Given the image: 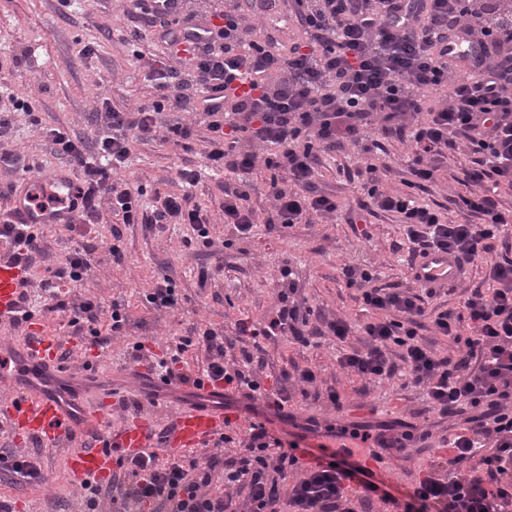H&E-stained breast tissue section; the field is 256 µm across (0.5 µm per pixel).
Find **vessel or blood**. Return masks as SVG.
<instances>
[{"instance_id":"1","label":"vessel or blood","mask_w":512,"mask_h":512,"mask_svg":"<svg viewBox=\"0 0 512 512\" xmlns=\"http://www.w3.org/2000/svg\"><path fill=\"white\" fill-rule=\"evenodd\" d=\"M32 188V183L27 182L15 193L12 206L17 217L28 224L70 222V208L29 206ZM410 266L417 283L451 284L462 278L465 262L455 254L432 250L414 256ZM24 277L21 264L0 256V325L18 316ZM59 351L58 340L46 335L30 337L20 347L6 340L0 342V387L9 392L0 414L15 433L38 435L51 447L69 441L78 432L103 426L107 430L106 446L82 449L70 462L77 479H99L111 471L113 454L132 455L146 447L149 424L134 419L116 429L112 426L111 406L88 412L84 401L87 386L63 369ZM197 394V399L176 412L170 440L181 451L224 430L223 384L204 383Z\"/></svg>"}]
</instances>
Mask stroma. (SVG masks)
<instances>
[{"mask_svg": "<svg viewBox=\"0 0 512 512\" xmlns=\"http://www.w3.org/2000/svg\"><path fill=\"white\" fill-rule=\"evenodd\" d=\"M132 0H0V85L32 100L33 112L15 116L11 146L24 165L11 173L0 172V207L10 205L13 192L24 180L38 179L43 171L62 168L63 162L51 153L47 129L59 127L94 143L106 134L96 112L103 107L124 109L153 100L155 91L148 78L153 63L165 62L172 86L188 81V70L178 59L169 57L151 27H143L139 38L130 31L138 22ZM162 125L191 123L197 134L190 149L170 142L147 141L136 144L128 165L119 171L120 179L141 190L144 202L165 194H191L209 220L211 245H203L187 224H118L110 209H103L94 232L79 235L58 224L48 229L43 247L32 270V294H39L42 281L52 279L56 268L78 242L93 248L92 269L80 285L65 288L64 299L74 305L92 298L102 306L100 321H107L113 304L123 305L129 321L123 331L109 336L104 347L90 348L85 337L72 335L64 313L35 311L20 327L0 326V337L23 344L26 337L44 333L58 337L67 353L62 366L76 375L87 376L92 391L86 399L95 409L100 394L117 390L126 399L138 401V408L114 407L113 426L127 420L151 419L153 430L173 422V415L184 398L183 389L170 393L164 404H154L143 391L130 384L134 366L131 360L135 343L145 346L146 354L160 353L169 341L186 335L193 326H208L235 338L238 320L261 322L278 306L280 271L290 268L297 289L293 295L302 306L327 317H342L352 323L365 321L359 293L347 287L341 275L343 265L374 266L380 285L411 284L405 258L403 230L397 218L374 211L366 225L351 224L348 213H360L365 198L355 178L360 167V149L347 145L326 158L317 177L319 189L336 196L341 210L329 217H313L309 223L269 224L271 210L267 197L268 174L256 170L250 177L251 204L260 217L250 235L239 237L224 222L223 172L206 169L202 157L207 130L194 112L165 113ZM376 154L390 172L386 189L398 190L410 176L412 154L408 145L380 140ZM473 157L461 150L448 156V166L437 185L419 194L420 199L441 212L453 224L468 216L456 202L469 191L460 180ZM201 172L194 186L179 178L180 169ZM120 240H113V231ZM118 245L122 261H114L111 245ZM208 279H201V269ZM169 275L181 302L177 309L158 312L145 300V293L161 275ZM258 371L262 387L270 389L282 370L311 368L315 383H294L290 388L289 412L298 419L315 418L320 425L351 422H376L399 419L417 432L431 431L440 438L454 431L455 421L439 419L428 412L423 388L411 385L400 376L382 382H362L339 370L338 356L346 352L345 343L331 336L312 337L302 346L282 339L262 341ZM333 387L342 398L334 408L315 392ZM87 433L58 448L33 444L31 438L6 432L0 448H13L34 457L45 480L39 485L12 483L0 475V500L14 512H83L84 491L76 484L69 467L71 456L87 441ZM434 449L415 442L410 457L387 456L379 468L380 479L394 496H402L419 474L434 459Z\"/></svg>", "mask_w": 512, "mask_h": 512, "instance_id": "stroma-1", "label": "stroma"}]
</instances>
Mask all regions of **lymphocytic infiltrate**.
I'll return each instance as SVG.
<instances>
[{
    "label": "lymphocytic infiltrate",
    "instance_id": "1",
    "mask_svg": "<svg viewBox=\"0 0 512 512\" xmlns=\"http://www.w3.org/2000/svg\"><path fill=\"white\" fill-rule=\"evenodd\" d=\"M296 19L309 36L280 51L273 37L258 38L256 18L276 0H224L213 21L164 27L160 39L170 47L185 44L193 64V93L173 87L166 66L154 68L156 96L132 109L104 114L108 134L94 146L51 128L54 152L74 168L80 206L74 223L96 224L102 205L126 224H187L208 238L207 218L189 196L168 195L154 209L142 207L138 195L117 180L130 146L155 138L165 112H200L209 119L213 167L236 175L224 187V221L239 235L256 222L249 205L255 169L269 172L271 224H298L311 215L340 209L336 198L317 192L314 178L325 154L346 143L361 144L365 178L360 185L379 211L394 214L403 226L409 253L436 248L483 261L488 285L461 301V311H427V299L439 287L381 288L369 267L344 266L347 287L357 289L371 317L360 324L337 318L326 327L338 340L359 334L363 348L337 360L340 369L362 380L392 377L404 367L413 384L426 392L428 408L440 417L463 416L464 424L443 438L430 471L395 497L377 479L374 464L383 452L408 454L411 432L395 423L327 426L329 436L373 443L367 459L335 450L300 463L299 441H282L265 423H250L240 452L223 460L210 456L199 469L189 455L160 457L140 451L117 459L109 485L123 489L112 500L113 512H236L232 489L246 493L245 512H280L281 480H288L287 512H369L374 501L393 512H512V257L493 256L491 242L512 236V211H503L497 185L512 188V0H294ZM477 45L475 58L460 61L448 47L454 41ZM445 92L442 104L426 108L427 92ZM394 138L409 144L415 156L412 180L403 189L383 186L384 170L372 161L371 141ZM464 145L476 160L464 173L470 187L460 197L473 220L451 224L442 212L422 203L417 190L434 184L449 150ZM493 187H486V180ZM44 225L20 222L11 209H0V243L11 259L33 268L42 252ZM92 251L80 244L66 256L56 280L44 283L45 311H69V326L87 330L93 346L105 343L97 326L100 305L88 299L75 306L62 300L61 284H77L91 270ZM277 311L263 322L239 321V336L269 341L288 338L309 345L310 308L290 301L295 290L290 269ZM431 317L438 335L461 347L458 358L438 357L419 329ZM226 339L217 330L195 328L179 337L162 356L144 358L135 344L131 358L146 363L164 383L193 389L203 380L223 382L225 391L249 401L264 400L283 421L290 380L314 383L311 368L281 372L273 391L262 389L254 355L243 351L237 365L224 360ZM204 350L202 369L182 365L189 347ZM400 350L399 362L389 357ZM221 473L222 486L213 483Z\"/></svg>",
    "mask_w": 512,
    "mask_h": 512
}]
</instances>
